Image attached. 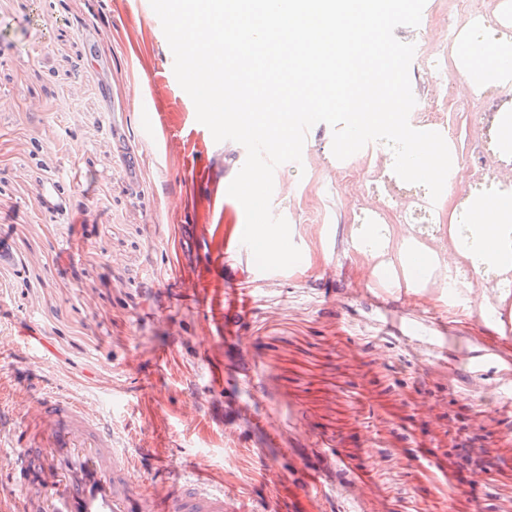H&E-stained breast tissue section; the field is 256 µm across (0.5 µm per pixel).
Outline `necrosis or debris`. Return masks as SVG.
<instances>
[{
    "instance_id": "4bbe7bcc",
    "label": "necrosis or debris",
    "mask_w": 512,
    "mask_h": 512,
    "mask_svg": "<svg viewBox=\"0 0 512 512\" xmlns=\"http://www.w3.org/2000/svg\"><path fill=\"white\" fill-rule=\"evenodd\" d=\"M418 37L433 40L436 47L419 57L412 72L413 82L425 94L428 104L410 113L409 122L418 130L443 133L452 148L456 141L446 133L452 101L443 85L449 74L467 66L466 50L472 41L482 40L498 48L512 45V0H497L492 15L473 9L442 14L432 29L419 30ZM509 85L512 70L506 68L483 90L487 107L474 115L479 146L474 155L457 160L458 166L471 168L473 175L465 191L455 196L448 212H441L438 204L431 201L425 186L404 182L394 173V155L385 143H368L360 159L335 161L337 176L345 181L362 180L371 199L369 205L353 208L350 216L358 253L371 251L374 242L390 240L400 249L421 252L442 237L466 247L474 201L492 202L512 195V150L504 146L501 138L502 120L512 113V94L505 91ZM476 280L491 284L503 297L512 296L511 271L492 264L477 270L460 258L448 274L449 301L462 302V288Z\"/></svg>"
}]
</instances>
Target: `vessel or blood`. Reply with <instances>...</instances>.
<instances>
[{
	"label": "vessel or blood",
	"instance_id": "b4317fda",
	"mask_svg": "<svg viewBox=\"0 0 512 512\" xmlns=\"http://www.w3.org/2000/svg\"><path fill=\"white\" fill-rule=\"evenodd\" d=\"M0 452L11 455L7 481L22 490L14 512H238L223 484L194 470L143 490L103 412L54 387L0 414Z\"/></svg>",
	"mask_w": 512,
	"mask_h": 512
}]
</instances>
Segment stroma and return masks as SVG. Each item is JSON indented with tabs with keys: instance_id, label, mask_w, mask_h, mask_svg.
<instances>
[{
	"instance_id": "stroma-1",
	"label": "stroma",
	"mask_w": 512,
	"mask_h": 512,
	"mask_svg": "<svg viewBox=\"0 0 512 512\" xmlns=\"http://www.w3.org/2000/svg\"><path fill=\"white\" fill-rule=\"evenodd\" d=\"M169 53L148 0H0V395L96 402L148 489L204 458L253 512H512V300L380 286L324 123L274 174L302 259L252 278L227 194L243 147L197 121ZM116 112L155 139L113 134Z\"/></svg>"
}]
</instances>
